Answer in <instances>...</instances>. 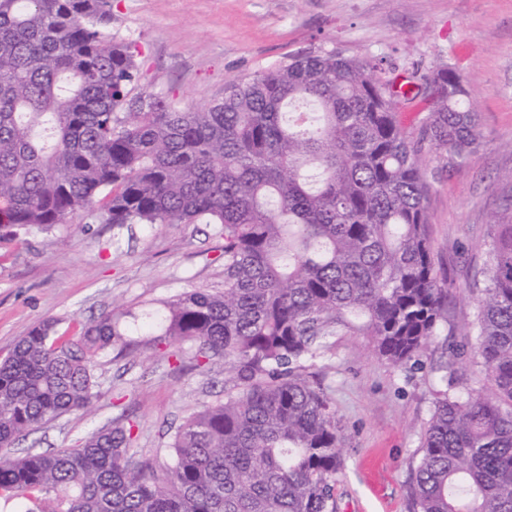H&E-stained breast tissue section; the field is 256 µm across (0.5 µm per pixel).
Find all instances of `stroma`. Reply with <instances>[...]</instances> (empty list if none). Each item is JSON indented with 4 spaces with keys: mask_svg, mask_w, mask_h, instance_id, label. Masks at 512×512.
Segmentation results:
<instances>
[{
    "mask_svg": "<svg viewBox=\"0 0 512 512\" xmlns=\"http://www.w3.org/2000/svg\"><path fill=\"white\" fill-rule=\"evenodd\" d=\"M112 32L136 43L142 89L182 107L224 95L230 81L293 54L336 51L382 61L422 83L446 65L466 81L488 144L467 167L448 168L425 148L428 232L451 284L448 328L417 361L394 367L359 336L332 338L312 361L345 437L337 512H410L421 436L435 399L436 368L461 350L474 392L493 381L477 363L476 293L496 225L512 222V0H112ZM224 285L223 241L206 224L121 227L100 223L31 229L0 245V359L33 326L59 329L115 309L140 312L192 287ZM96 375L101 398L33 434L37 450L69 448L121 415L138 424L134 449L167 460L170 436L192 412L224 397V362L197 369L194 352H112Z\"/></svg>",
    "mask_w": 512,
    "mask_h": 512,
    "instance_id": "obj_1",
    "label": "stroma"
}]
</instances>
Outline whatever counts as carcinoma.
<instances>
[{"instance_id":"1","label":"carcinoma","mask_w":512,"mask_h":512,"mask_svg":"<svg viewBox=\"0 0 512 512\" xmlns=\"http://www.w3.org/2000/svg\"><path fill=\"white\" fill-rule=\"evenodd\" d=\"M422 132L448 165L485 146L455 70ZM112 0H0V243L32 228L210 224L224 287L140 318L114 310L60 332L45 320L0 361V504L24 512H336L344 439L308 362L361 336L401 367L448 328L449 284L428 236L426 160L401 120L397 76L339 52L234 80L204 108L140 89ZM293 104L312 106L287 118ZM477 302L475 394L439 368L412 512H512V223L497 225ZM144 346L224 359V400L193 412L170 461L132 452L120 417L80 444L12 448L100 397L96 368Z\"/></svg>"}]
</instances>
